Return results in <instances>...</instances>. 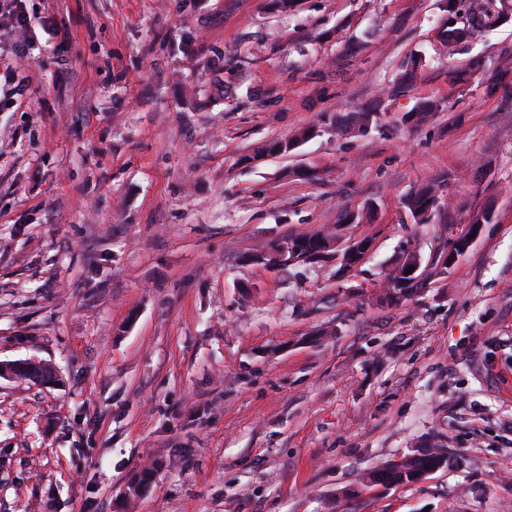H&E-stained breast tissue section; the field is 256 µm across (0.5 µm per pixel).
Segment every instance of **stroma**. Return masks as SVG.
Segmentation results:
<instances>
[{"label":"stroma","instance_id":"obj_1","mask_svg":"<svg viewBox=\"0 0 512 512\" xmlns=\"http://www.w3.org/2000/svg\"><path fill=\"white\" fill-rule=\"evenodd\" d=\"M25 6L29 61L0 24V361L61 382H0V512H512V20L451 50L440 0ZM488 206L447 275L378 302ZM333 225L372 243L344 281L241 261ZM432 438L452 467L361 483ZM435 179L434 181L419 187L414 192L408 194L403 205L407 213L411 216L416 224H428L435 215L434 204L441 199L442 194H438L442 182ZM440 205L445 206V202L440 200Z\"/></svg>","mask_w":512,"mask_h":512}]
</instances>
